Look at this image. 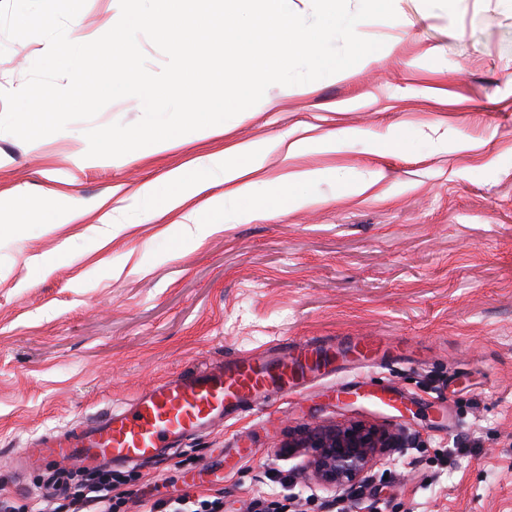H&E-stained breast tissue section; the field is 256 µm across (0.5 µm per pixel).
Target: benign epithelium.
I'll return each instance as SVG.
<instances>
[{
	"label": "benign epithelium",
	"mask_w": 512,
	"mask_h": 512,
	"mask_svg": "<svg viewBox=\"0 0 512 512\" xmlns=\"http://www.w3.org/2000/svg\"><path fill=\"white\" fill-rule=\"evenodd\" d=\"M288 447L312 449L308 467L316 484L336 492L363 481L387 449L399 447V437L375 425L355 422L316 428Z\"/></svg>",
	"instance_id": "benign-epithelium-1"
}]
</instances>
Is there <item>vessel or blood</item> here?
<instances>
[{
    "instance_id": "vessel-or-blood-1",
    "label": "vessel or blood",
    "mask_w": 512,
    "mask_h": 512,
    "mask_svg": "<svg viewBox=\"0 0 512 512\" xmlns=\"http://www.w3.org/2000/svg\"><path fill=\"white\" fill-rule=\"evenodd\" d=\"M382 356V346L370 337L356 340L344 352L310 339L283 353L266 350L205 365L154 383L125 406L46 432L36 452L49 467L157 459L252 402L287 397L301 385L334 373L338 359L374 362Z\"/></svg>"
}]
</instances>
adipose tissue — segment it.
<instances>
[{
	"instance_id": "adipose-tissue-1",
	"label": "adipose tissue",
	"mask_w": 512,
	"mask_h": 512,
	"mask_svg": "<svg viewBox=\"0 0 512 512\" xmlns=\"http://www.w3.org/2000/svg\"><path fill=\"white\" fill-rule=\"evenodd\" d=\"M259 167V158L253 146L239 145L224 153L201 159L193 166L170 170L160 181L142 186V194L149 198L156 210L167 211L182 204L187 194H200L217 184L237 183L238 194H248L251 188L246 178Z\"/></svg>"
}]
</instances>
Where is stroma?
<instances>
[{
    "label": "stroma",
    "mask_w": 512,
    "mask_h": 512,
    "mask_svg": "<svg viewBox=\"0 0 512 512\" xmlns=\"http://www.w3.org/2000/svg\"><path fill=\"white\" fill-rule=\"evenodd\" d=\"M111 0H86L79 42L106 33ZM385 56L333 78L270 86L215 135L85 160L88 126L132 124L137 98L30 144L0 132V500L30 512L54 476L12 472L45 431L151 384L278 343L373 336L392 357L314 380L121 470L127 512L183 492L310 496L309 512H512V0H398L366 20ZM47 50L0 36V90ZM400 147L380 152L393 138ZM306 141L296 155L288 143ZM233 144L262 150L266 182L151 211L143 184ZM312 172L306 204L266 215L268 181ZM54 189L66 223L45 224ZM364 422L411 440L341 496L304 472L292 438Z\"/></svg>",
    "instance_id": "stroma-1"
}]
</instances>
